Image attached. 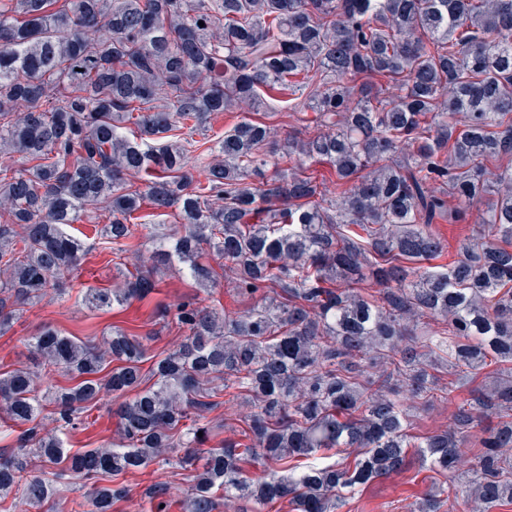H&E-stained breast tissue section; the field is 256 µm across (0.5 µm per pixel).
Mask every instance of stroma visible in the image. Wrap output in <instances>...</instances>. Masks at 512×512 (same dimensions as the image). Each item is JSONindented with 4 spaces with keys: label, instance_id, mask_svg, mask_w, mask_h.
I'll list each match as a JSON object with an SVG mask.
<instances>
[{
    "label": "stroma",
    "instance_id": "stroma-1",
    "mask_svg": "<svg viewBox=\"0 0 512 512\" xmlns=\"http://www.w3.org/2000/svg\"><path fill=\"white\" fill-rule=\"evenodd\" d=\"M98 220L94 223L71 225L70 232L90 244V251L72 276L71 288L66 296H59L55 289H48L36 305L26 308L13 326L0 334V371L23 365H32L33 358L24 345L25 339L46 325L78 339L102 344L112 328L146 338L150 353L156 354L176 347L183 333L175 325L157 320L152 313L154 304L173 308L182 302L196 300L234 316L253 305L252 300L236 294L224 278V266L220 259H211L210 264L219 280L217 288H198L179 268L166 271L150 301H135L122 312H102L89 309L84 302V293L89 288H119L123 280L117 275V267L135 270L149 255L151 241L146 228L140 229L138 251L123 254L120 263H113L111 254L105 253L98 235L101 224L107 223L108 214L102 205L93 208ZM487 378L477 377L468 381L451 397H439L429 403L413 402L409 422L413 433L425 436L452 424V414L470 398L473 388L486 386ZM115 399L103 397L89 408L85 417L86 428L65 433V448L76 452L85 448H108L117 443L118 435ZM194 476L193 469L172 471L168 467L153 465L143 471L125 474L122 481L127 485V498L114 504L112 512H155V503L146 495L149 486L156 483L168 487L167 512H184L182 500ZM444 489L446 495L459 499L456 512H477L471 496V487L455 475L441 476L422 466L419 458H412L402 472L358 487L348 498L341 512H412L419 501L431 490Z\"/></svg>",
    "mask_w": 512,
    "mask_h": 512
}]
</instances>
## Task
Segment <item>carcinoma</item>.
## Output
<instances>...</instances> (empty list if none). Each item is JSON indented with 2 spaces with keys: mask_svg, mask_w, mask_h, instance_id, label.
Returning a JSON list of instances; mask_svg holds the SVG:
<instances>
[{
  "mask_svg": "<svg viewBox=\"0 0 512 512\" xmlns=\"http://www.w3.org/2000/svg\"><path fill=\"white\" fill-rule=\"evenodd\" d=\"M0 0V334L47 289L63 296L90 246L65 230L101 202L112 254L132 248L134 214L148 203L180 224L152 239L144 270L124 287L90 288L85 304L112 310L158 288L177 262L215 287L205 259H224L238 294L277 292L229 318L195 301L156 309L186 332L157 355L144 385V338L113 329L103 350L44 327L27 339L43 368L76 385L39 394V371L0 373V416L27 426L0 449V501L34 509L57 484L26 478L29 464L56 479L91 482L92 512H112L128 490L101 486L162 460L203 463L188 512L224 502L295 512H338L359 486L409 464V449L439 472L459 466L479 419L497 418L474 447L472 485L484 512L512 504V0ZM204 25H199V22ZM105 35L92 43L88 30ZM377 76L395 89L359 84ZM288 97L304 130L281 146L243 118L213 144L193 139L214 112ZM130 122L139 131L121 134ZM194 184L188 155L213 153ZM294 172L269 177V158ZM334 171L323 187L307 163ZM142 180L143 186L135 184ZM491 203H485L487 197ZM461 206L451 208L448 198ZM486 205L471 239L446 267L433 225L458 224ZM378 286L369 290L364 283ZM390 368L375 376L376 364ZM496 364L450 429L407 432L411 400L454 392ZM448 371V387L428 369ZM105 391H133L119 410L120 443L68 455L42 428L85 424ZM227 394L254 406L243 444L204 447L208 417ZM357 448L352 466L330 452ZM263 469L250 481L245 466Z\"/></svg>",
  "mask_w": 512,
  "mask_h": 512,
  "instance_id": "obj_1",
  "label": "carcinoma"
}]
</instances>
